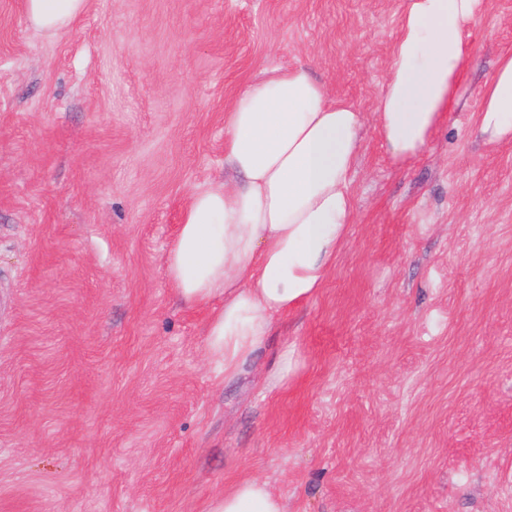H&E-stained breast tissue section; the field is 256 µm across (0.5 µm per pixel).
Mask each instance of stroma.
<instances>
[{
  "label": "stroma",
  "instance_id": "stroma-1",
  "mask_svg": "<svg viewBox=\"0 0 512 512\" xmlns=\"http://www.w3.org/2000/svg\"><path fill=\"white\" fill-rule=\"evenodd\" d=\"M405 6L89 0L50 34L0 0V512H208L247 479L286 512H512V139L478 122L512 0L398 167L374 101ZM297 63L363 116L353 221L227 380L166 255L224 180L226 108ZM295 369L294 353L290 348H285L273 369L270 378L276 385H285Z\"/></svg>",
  "mask_w": 512,
  "mask_h": 512
}]
</instances>
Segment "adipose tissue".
Listing matches in <instances>:
<instances>
[{"mask_svg": "<svg viewBox=\"0 0 512 512\" xmlns=\"http://www.w3.org/2000/svg\"><path fill=\"white\" fill-rule=\"evenodd\" d=\"M88 0H23L34 28L54 33ZM481 0H408L375 100L391 159L418 158L462 95L470 46L463 29ZM361 112L334 98L309 67H273L247 85L224 118V165L235 180L194 192L167 255L180 300L214 306L209 361L233 378L267 341L275 316L315 296L352 222L349 174ZM488 140L512 138V55L503 56L479 115ZM208 512H285L265 482L246 480Z\"/></svg>", "mask_w": 512, "mask_h": 512, "instance_id": "ef3b65f1", "label": "adipose tissue"}]
</instances>
